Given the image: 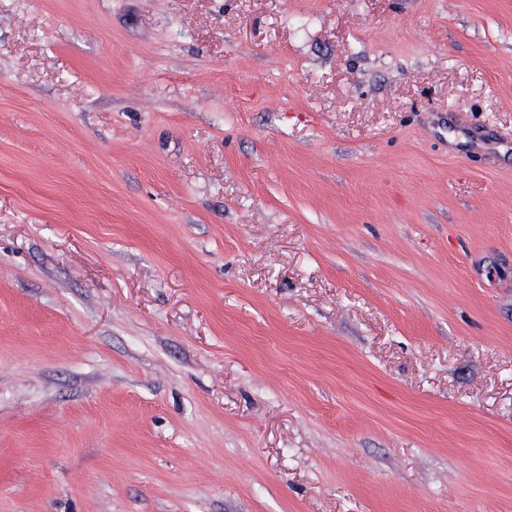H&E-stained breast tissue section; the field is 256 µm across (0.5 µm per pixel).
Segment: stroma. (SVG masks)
<instances>
[{"label":"stroma","mask_w":512,"mask_h":512,"mask_svg":"<svg viewBox=\"0 0 512 512\" xmlns=\"http://www.w3.org/2000/svg\"><path fill=\"white\" fill-rule=\"evenodd\" d=\"M0 512H512V0H0Z\"/></svg>","instance_id":"35a3bbf8"}]
</instances>
